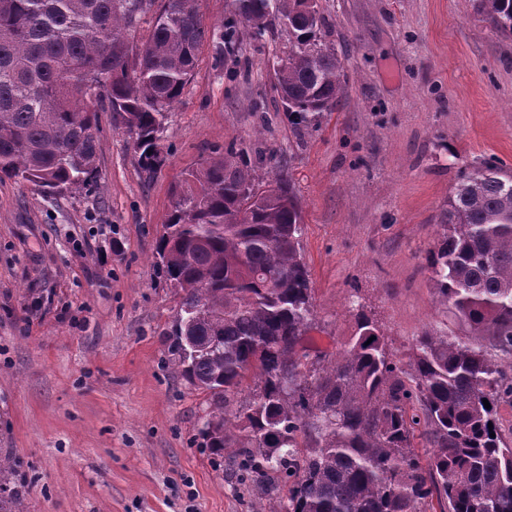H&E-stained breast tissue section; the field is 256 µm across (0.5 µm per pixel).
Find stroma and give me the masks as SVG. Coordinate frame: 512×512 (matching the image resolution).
I'll return each mask as SVG.
<instances>
[{
  "label": "stroma",
  "mask_w": 512,
  "mask_h": 512,
  "mask_svg": "<svg viewBox=\"0 0 512 512\" xmlns=\"http://www.w3.org/2000/svg\"><path fill=\"white\" fill-rule=\"evenodd\" d=\"M319 4L348 89L317 125L297 129L270 91L288 49L277 29L220 66L203 47L153 176L104 112L90 190L0 182V456L19 462L29 512H264L201 446L210 396L174 364L179 297L153 258L173 184L213 148L236 143L265 178L292 179L311 356H333L360 312L402 357L425 330L488 345L437 303L426 257L460 173L493 158L512 170V37L472 0Z\"/></svg>",
  "instance_id": "35a3bbf8"
}]
</instances>
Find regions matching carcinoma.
<instances>
[{"label":"carcinoma","mask_w":512,"mask_h":512,"mask_svg":"<svg viewBox=\"0 0 512 512\" xmlns=\"http://www.w3.org/2000/svg\"><path fill=\"white\" fill-rule=\"evenodd\" d=\"M475 7L493 32L512 35V0ZM143 23L150 34L136 43ZM277 24L289 46L272 90L295 126L316 124L347 93L343 59L318 37L326 19L317 0H226L213 28L200 0H0V181L50 194L90 189L100 154L94 104L104 100L122 116L141 169L154 172L167 111L203 43L233 54ZM172 192L156 247L183 315L170 351L210 395L203 445L231 456L240 480L285 492L266 512H427L434 499L448 512H512V446L498 418L512 376L488 351L425 331L405 361L361 312L334 359L309 360L313 288L291 180L264 179L232 142ZM438 227L427 256L436 300L511 355L512 171L484 162L462 173ZM185 334L205 351L186 356ZM249 388V402L226 417ZM418 439L433 448L426 460ZM16 467L0 456V512H26L10 488Z\"/></svg>","instance_id":"1"}]
</instances>
